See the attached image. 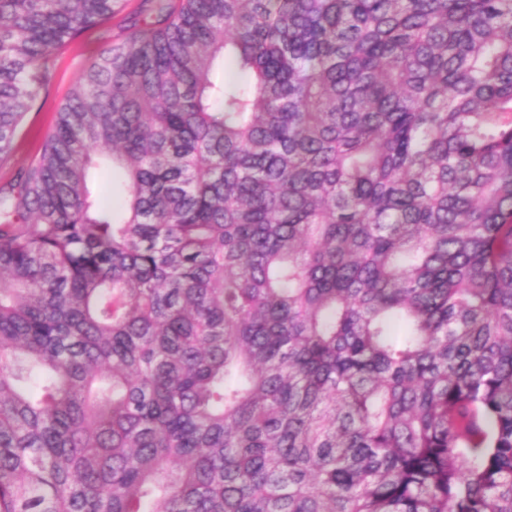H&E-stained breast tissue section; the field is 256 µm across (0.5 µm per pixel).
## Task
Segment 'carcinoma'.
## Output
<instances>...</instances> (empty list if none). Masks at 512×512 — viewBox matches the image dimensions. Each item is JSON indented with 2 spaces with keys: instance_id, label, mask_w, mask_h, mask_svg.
<instances>
[{
  "instance_id": "obj_1",
  "label": "carcinoma",
  "mask_w": 512,
  "mask_h": 512,
  "mask_svg": "<svg viewBox=\"0 0 512 512\" xmlns=\"http://www.w3.org/2000/svg\"><path fill=\"white\" fill-rule=\"evenodd\" d=\"M152 3L0 186V512H512V0ZM115 6L0 0V157ZM89 185L93 192L104 202L112 200V173L97 169L92 170L89 178Z\"/></svg>"
}]
</instances>
